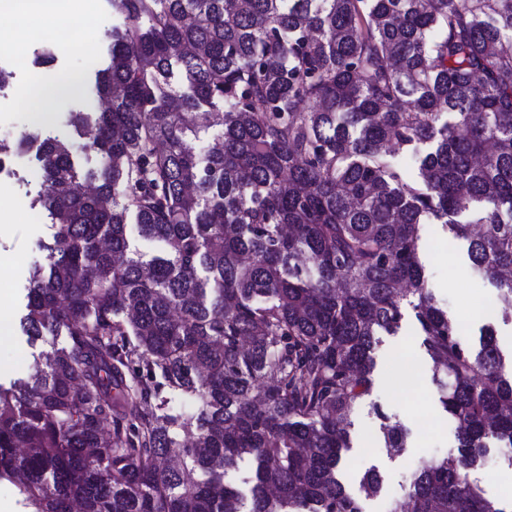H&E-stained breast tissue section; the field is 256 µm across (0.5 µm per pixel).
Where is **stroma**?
I'll return each instance as SVG.
<instances>
[{
  "mask_svg": "<svg viewBox=\"0 0 512 512\" xmlns=\"http://www.w3.org/2000/svg\"><path fill=\"white\" fill-rule=\"evenodd\" d=\"M85 7L97 16L98 25L76 45L58 49L53 73L81 75L96 68L107 53V31L124 22L111 0H85ZM31 82L27 70H18L7 96L0 98V142L10 144L34 131L75 143L69 114L99 111L95 90L85 88L72 100L47 101L38 115L29 103ZM18 171L17 179L0 183V224L10 225L9 232L0 235V317L10 321L9 335L0 338V382L5 384L24 376L32 361V348L20 329V317L30 269L45 260L39 245L52 234L47 211L31 206L44 190L34 163L23 158ZM419 257L428 288L449 316L468 320L464 341L477 344L482 327L490 323L500 346L511 350L512 322L488 318L486 307L495 303L497 291L472 272L465 245L449 244L439 226L427 224L422 230ZM374 357L372 392L351 417L352 446L341 465L353 478L370 469L381 475V493L364 499L363 508L364 512H387L390 501L404 495L418 462L456 456L459 448L456 426L437 402L432 362L420 345L413 313H406L397 335L381 337ZM380 410L407 430L406 446L401 451L385 447L376 416ZM472 478L486 496L504 499L512 490V461L500 449H488Z\"/></svg>",
  "mask_w": 512,
  "mask_h": 512,
  "instance_id": "35a3bbf8",
  "label": "stroma"
}]
</instances>
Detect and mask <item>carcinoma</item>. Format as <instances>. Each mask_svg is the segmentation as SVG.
I'll return each mask as SVG.
<instances>
[{"label":"carcinoma","instance_id":"1","mask_svg":"<svg viewBox=\"0 0 512 512\" xmlns=\"http://www.w3.org/2000/svg\"><path fill=\"white\" fill-rule=\"evenodd\" d=\"M114 2L106 107L71 115L94 191H73L69 144L0 143L34 153L53 220L21 316L48 348L0 384V481L35 512H363L350 417L409 307L460 451L391 512H512L471 478L512 448V358L490 324L462 341L418 253L441 225L512 316V0ZM246 458L245 494L227 474Z\"/></svg>","mask_w":512,"mask_h":512}]
</instances>
